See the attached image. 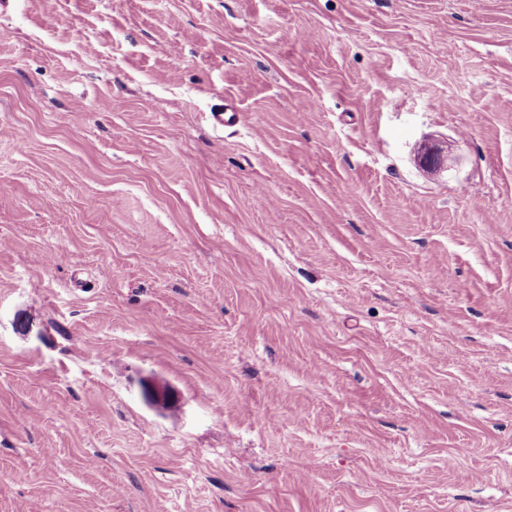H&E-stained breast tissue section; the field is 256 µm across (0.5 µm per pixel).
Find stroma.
<instances>
[{
	"instance_id": "1",
	"label": "stroma",
	"mask_w": 512,
	"mask_h": 512,
	"mask_svg": "<svg viewBox=\"0 0 512 512\" xmlns=\"http://www.w3.org/2000/svg\"><path fill=\"white\" fill-rule=\"evenodd\" d=\"M0 512H512V0H0Z\"/></svg>"
}]
</instances>
